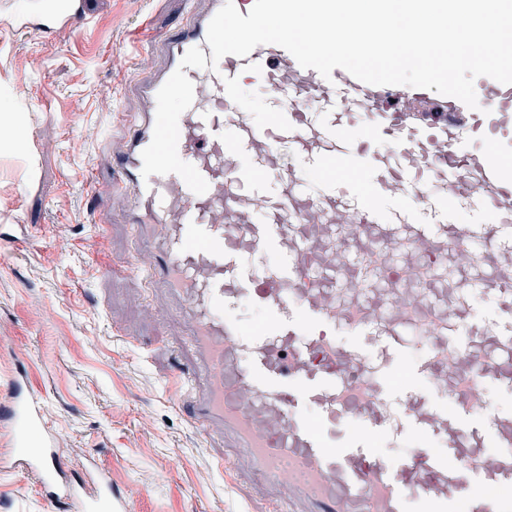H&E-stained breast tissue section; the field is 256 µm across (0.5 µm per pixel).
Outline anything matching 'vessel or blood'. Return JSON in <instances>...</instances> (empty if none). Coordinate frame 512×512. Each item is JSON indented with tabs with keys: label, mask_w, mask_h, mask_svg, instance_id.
<instances>
[{
	"label": "vessel or blood",
	"mask_w": 512,
	"mask_h": 512,
	"mask_svg": "<svg viewBox=\"0 0 512 512\" xmlns=\"http://www.w3.org/2000/svg\"><path fill=\"white\" fill-rule=\"evenodd\" d=\"M225 1L187 11L125 121L114 182L91 186L129 198L142 245L129 269L165 288L189 328L196 362L170 380L190 389L189 419L223 425L288 512H512V415L483 393L512 375V317L478 324L468 294L512 301V85L478 78L472 109L340 68L327 80L273 44L216 62L206 35ZM60 24L85 28L81 0H37L13 28ZM250 81L267 121L244 98ZM470 201L479 219H457ZM249 252L271 261L255 270ZM244 297L263 313L248 329L234 315ZM344 333L373 337L375 355ZM393 357L425 390L393 393ZM0 417L54 491L64 475L37 397ZM390 436L409 449L392 464L374 453Z\"/></svg>",
	"instance_id": "obj_1"
}]
</instances>
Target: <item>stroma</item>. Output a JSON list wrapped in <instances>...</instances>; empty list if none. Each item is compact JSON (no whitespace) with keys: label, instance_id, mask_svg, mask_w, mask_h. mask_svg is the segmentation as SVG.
<instances>
[{"label":"stroma","instance_id":"35a3bbf8","mask_svg":"<svg viewBox=\"0 0 512 512\" xmlns=\"http://www.w3.org/2000/svg\"><path fill=\"white\" fill-rule=\"evenodd\" d=\"M28 2L0 0V106L29 131L21 150L0 137V225L36 241L0 264V406L26 372L80 494L49 501L0 421V512H84L104 473L132 512H270L277 490L219 428L190 424L168 387L192 349L169 295L121 269L137 251L127 197L97 203L87 187L113 181L122 118L142 109L135 85L153 66L142 30L172 32L184 0H85L83 32L59 25L45 36L12 30Z\"/></svg>","mask_w":512,"mask_h":512}]
</instances>
